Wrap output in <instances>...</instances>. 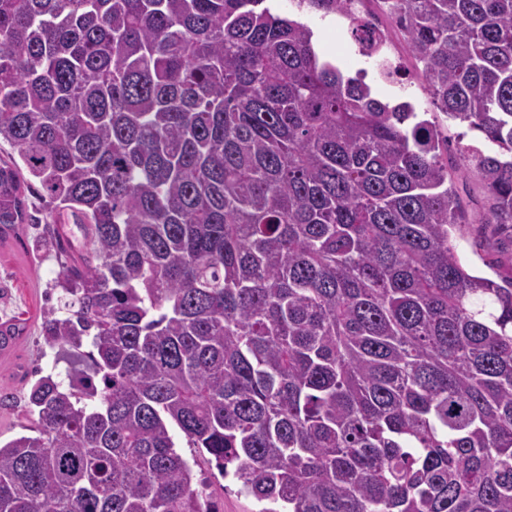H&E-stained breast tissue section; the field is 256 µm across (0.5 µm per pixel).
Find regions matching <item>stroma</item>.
<instances>
[{
    "mask_svg": "<svg viewBox=\"0 0 512 512\" xmlns=\"http://www.w3.org/2000/svg\"><path fill=\"white\" fill-rule=\"evenodd\" d=\"M300 18L312 28L323 59L349 76L365 68L366 61L350 36L330 25L320 12L309 9ZM393 43L404 86L382 82L372 74L367 77L368 84L384 101L402 95L413 101L418 112H432V105L413 76V61L402 37L394 36ZM27 204L36 223L24 225L19 239L0 243V323L20 328L13 346L0 353V440L4 442L21 435L28 422L27 396L34 381L50 375L68 384L70 372L77 365L74 356L50 346L41 332L43 310L61 305L62 292L55 282L65 257L43 222L45 211L39 196H29ZM194 474L196 479L207 480L217 512H259L260 503L239 494L237 483L223 478L215 466L201 464Z\"/></svg>",
    "mask_w": 512,
    "mask_h": 512,
    "instance_id": "stroma-1",
    "label": "stroma"
}]
</instances>
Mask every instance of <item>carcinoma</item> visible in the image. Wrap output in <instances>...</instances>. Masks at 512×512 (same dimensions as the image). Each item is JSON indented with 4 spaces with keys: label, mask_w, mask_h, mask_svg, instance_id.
<instances>
[{
    "label": "carcinoma",
    "mask_w": 512,
    "mask_h": 512,
    "mask_svg": "<svg viewBox=\"0 0 512 512\" xmlns=\"http://www.w3.org/2000/svg\"><path fill=\"white\" fill-rule=\"evenodd\" d=\"M265 0H0V227L73 222L82 348L0 444V512H217L172 428L260 512H512V0H370L445 126ZM455 184L461 197L466 203H469L468 210L470 218L472 220L478 219L480 215L479 207L483 195L477 185L476 180L470 173H467L465 170H458L455 173ZM471 199L474 203L470 202ZM476 201H478V205H476ZM472 225L462 226V231L457 233L458 254L467 263L470 269L478 275L495 277L493 271L486 265L485 258L489 259L485 251H476L472 246Z\"/></svg>",
    "instance_id": "1"
}]
</instances>
